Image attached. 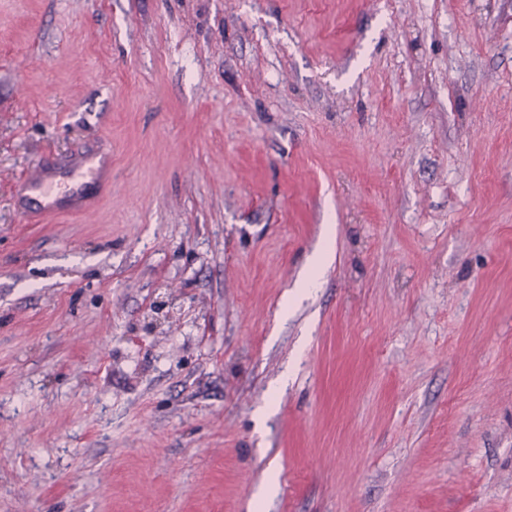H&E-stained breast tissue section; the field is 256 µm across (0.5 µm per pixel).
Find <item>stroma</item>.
Masks as SVG:
<instances>
[{"instance_id":"stroma-1","label":"stroma","mask_w":512,"mask_h":512,"mask_svg":"<svg viewBox=\"0 0 512 512\" xmlns=\"http://www.w3.org/2000/svg\"><path fill=\"white\" fill-rule=\"evenodd\" d=\"M273 468L264 512H512V0H0V512ZM56 172L45 165H37L20 180L22 192H32L44 196L47 200L36 212L22 207V212L31 217L33 214L57 215L62 212L79 211L88 206L89 193L54 196L53 182Z\"/></svg>"}]
</instances>
